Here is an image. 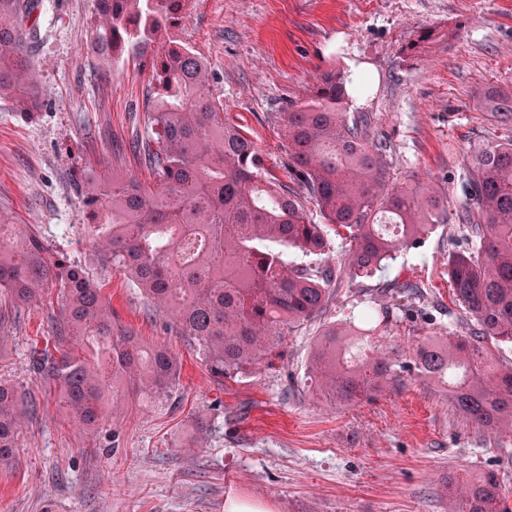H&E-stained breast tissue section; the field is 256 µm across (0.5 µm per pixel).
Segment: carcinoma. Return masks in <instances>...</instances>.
<instances>
[{"mask_svg": "<svg viewBox=\"0 0 512 512\" xmlns=\"http://www.w3.org/2000/svg\"><path fill=\"white\" fill-rule=\"evenodd\" d=\"M32 0H0V98L27 115L43 92L26 25ZM187 0H97L92 51L113 68L127 45L154 47V91L147 121L154 145L145 159L155 183L90 179L96 259L126 270L153 306L197 342L219 381L245 374L278 346L284 328L320 316L330 286L370 276L403 248H416L436 225H467V245L448 254V281L470 316V337L446 336L419 346L416 376L439 383L455 410L495 444L512 437V364L491 346L512 344V139L467 157L466 202L448 213L436 184L390 178L387 146L371 115L348 111L350 93L369 78L341 69L318 78L311 95L278 114L289 182L268 176L265 156L242 127L224 123L204 60L171 36ZM479 107L512 126V86H489ZM317 207L309 218L294 187ZM345 241L341 262H288L291 249L325 256L328 231ZM59 288L56 344L33 352L32 370L87 432L109 399L162 396L177 384L178 356L148 348L112 321L101 287L77 264L58 259L34 228L15 232L0 213V301L32 306ZM389 311L366 306L354 331L319 337L310 376L326 394L355 403L398 379L370 336ZM36 407L0 381V462L12 458L22 424ZM459 512H512L498 474L448 482Z\"/></svg>", "mask_w": 512, "mask_h": 512, "instance_id": "1", "label": "carcinoma"}]
</instances>
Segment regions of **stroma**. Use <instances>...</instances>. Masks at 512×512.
<instances>
[{
    "mask_svg": "<svg viewBox=\"0 0 512 512\" xmlns=\"http://www.w3.org/2000/svg\"><path fill=\"white\" fill-rule=\"evenodd\" d=\"M37 2L29 22L45 100L24 116L0 99V211L84 266L116 326L170 348L182 371L168 395L121 399L85 432L30 369L35 346L53 341L59 299L1 304L0 378L36 400L38 416L0 467V512H226L232 498L259 512H455L449 478L487 471L512 500V441L486 442L444 388L406 370L427 338L469 333L447 268L465 225H438L372 277L332 285L322 316L287 330L248 374L214 380L126 271L98 266L88 222L87 179L155 180L139 156L151 135L150 55L133 49L102 70L90 51L96 0ZM171 34L203 58L225 122L250 133L280 178L287 148L269 116L331 67L365 65L371 84L351 111L372 113L393 179L437 183L449 209L465 198V152L511 134L477 95L512 86V0H189ZM365 305L390 311L374 338L403 365L400 385L355 405L314 394L318 337Z\"/></svg>",
    "mask_w": 512,
    "mask_h": 512,
    "instance_id": "obj_1",
    "label": "stroma"
}]
</instances>
